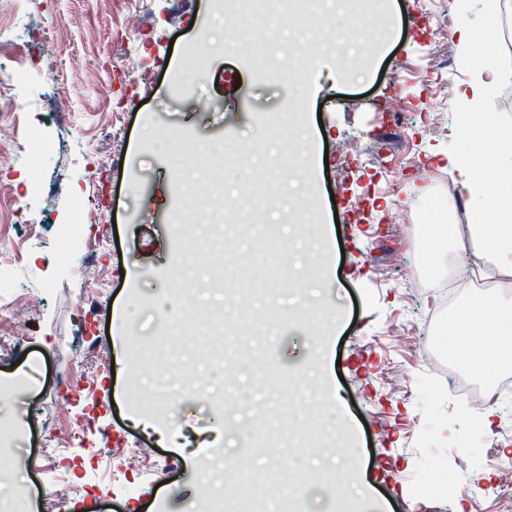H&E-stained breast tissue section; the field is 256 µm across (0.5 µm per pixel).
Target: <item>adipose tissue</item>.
<instances>
[{
	"mask_svg": "<svg viewBox=\"0 0 512 512\" xmlns=\"http://www.w3.org/2000/svg\"><path fill=\"white\" fill-rule=\"evenodd\" d=\"M457 134L465 144L451 165L458 194L476 215L473 237L501 271H512V125L496 113L468 106L459 112ZM461 332L486 334L472 358L486 376L512 367V308L497 298L471 302L461 313Z\"/></svg>",
	"mask_w": 512,
	"mask_h": 512,
	"instance_id": "1",
	"label": "adipose tissue"
}]
</instances>
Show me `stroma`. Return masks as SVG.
<instances>
[{
    "mask_svg": "<svg viewBox=\"0 0 512 512\" xmlns=\"http://www.w3.org/2000/svg\"><path fill=\"white\" fill-rule=\"evenodd\" d=\"M502 3L490 28L484 0H379L369 16L327 0L332 30L307 17L284 43L212 0H21L10 23L26 35L0 47L28 76L0 73V98L29 104L0 117V269L27 348L0 355V377L24 381L0 418L24 419L12 472L38 512L49 483L80 484L89 512H190L212 454L233 512L266 473L305 481L299 512H501L505 478L485 461L512 462V400L467 412L435 389L426 352L451 343L405 279L424 247L404 245L400 208L422 226L455 218L471 246L448 160L482 46L460 45L455 16L512 61ZM351 35L303 76L314 42ZM181 212L226 228L223 243L176 246ZM40 405L57 435L78 433L68 459L45 457ZM480 416L490 443L463 448ZM339 455L366 497L329 493ZM474 470L487 497L449 499V476Z\"/></svg>",
    "mask_w": 512,
    "mask_h": 512,
    "instance_id": "1",
    "label": "stroma"
}]
</instances>
